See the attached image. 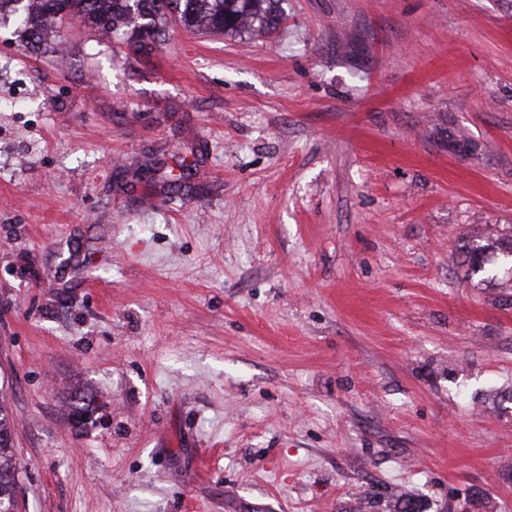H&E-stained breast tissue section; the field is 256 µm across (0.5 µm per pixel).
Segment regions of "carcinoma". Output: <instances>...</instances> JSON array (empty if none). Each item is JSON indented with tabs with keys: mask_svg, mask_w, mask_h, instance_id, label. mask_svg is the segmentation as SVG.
I'll return each mask as SVG.
<instances>
[{
	"mask_svg": "<svg viewBox=\"0 0 512 512\" xmlns=\"http://www.w3.org/2000/svg\"><path fill=\"white\" fill-rule=\"evenodd\" d=\"M67 14L83 25L118 37V42L135 53H148L166 36L164 24H179L194 32L216 30L231 34L254 31L271 34L280 29L286 16L282 0H62ZM65 14V15H67ZM20 19L26 47L34 49L42 39V24L50 18L61 31H69L56 0H0V17ZM497 247L512 256V239L471 248V270H482L483 253ZM10 420L0 404V512H15L19 492V468L11 447ZM391 512H422L420 502L410 496L394 499Z\"/></svg>",
	"mask_w": 512,
	"mask_h": 512,
	"instance_id": "1",
	"label": "carcinoma"
}]
</instances>
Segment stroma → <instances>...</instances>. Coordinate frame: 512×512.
Wrapping results in <instances>:
<instances>
[{
  "label": "stroma",
  "mask_w": 512,
  "mask_h": 512,
  "mask_svg": "<svg viewBox=\"0 0 512 512\" xmlns=\"http://www.w3.org/2000/svg\"><path fill=\"white\" fill-rule=\"evenodd\" d=\"M282 8L0 28L19 512H512V0Z\"/></svg>",
  "instance_id": "1"
}]
</instances>
